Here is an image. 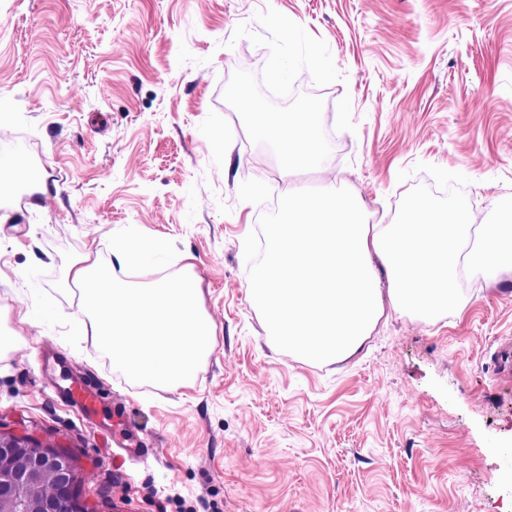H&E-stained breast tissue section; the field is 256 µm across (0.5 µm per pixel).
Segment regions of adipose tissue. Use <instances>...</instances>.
I'll return each instance as SVG.
<instances>
[{"instance_id":"adipose-tissue-1","label":"adipose tissue","mask_w":512,"mask_h":512,"mask_svg":"<svg viewBox=\"0 0 512 512\" xmlns=\"http://www.w3.org/2000/svg\"><path fill=\"white\" fill-rule=\"evenodd\" d=\"M248 135L273 153L281 177L323 171L326 148L316 112H266L246 101ZM265 253L247 285L268 346L309 362H341L362 351L390 314L430 323L461 317L458 284L512 271V225L476 223L468 200L446 214L406 200L394 224H373L349 193L285 190ZM159 244L133 228L112 237V259L94 250L72 259L66 280L79 292L80 336L108 353L113 373L139 386L192 387L212 353L216 327L202 311L200 281L183 276L135 285L125 271L155 262Z\"/></svg>"}]
</instances>
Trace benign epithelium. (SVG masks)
Segmentation results:
<instances>
[{
    "instance_id": "1",
    "label": "benign epithelium",
    "mask_w": 512,
    "mask_h": 512,
    "mask_svg": "<svg viewBox=\"0 0 512 512\" xmlns=\"http://www.w3.org/2000/svg\"><path fill=\"white\" fill-rule=\"evenodd\" d=\"M81 467L67 449L36 437L0 431V506L31 512H95L79 506Z\"/></svg>"
}]
</instances>
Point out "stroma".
<instances>
[{
	"mask_svg": "<svg viewBox=\"0 0 512 512\" xmlns=\"http://www.w3.org/2000/svg\"><path fill=\"white\" fill-rule=\"evenodd\" d=\"M292 61L293 79L282 78ZM306 86L333 129L319 189L367 212L405 198L476 223L512 220V0H0V159L28 150L51 194L0 199V430L62 445L95 512H503L512 274L464 280L462 317L391 315L355 357L308 363L265 343L246 299L276 162L245 134L230 86ZM136 225L193 258L215 346L193 387L146 389L71 335L69 261ZM44 308L51 324L17 312ZM53 346L94 375L92 425L40 372ZM148 448L118 462L114 405Z\"/></svg>",
	"mask_w": 512,
	"mask_h": 512,
	"instance_id": "stroma-1",
	"label": "stroma"
}]
</instances>
